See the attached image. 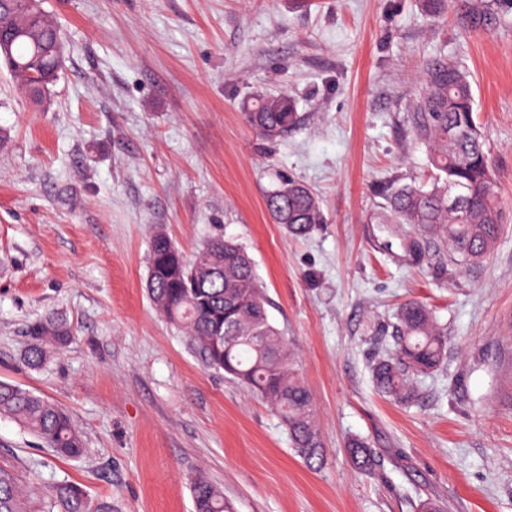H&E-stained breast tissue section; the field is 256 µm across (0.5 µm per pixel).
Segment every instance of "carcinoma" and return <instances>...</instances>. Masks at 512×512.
<instances>
[{"mask_svg":"<svg viewBox=\"0 0 512 512\" xmlns=\"http://www.w3.org/2000/svg\"><path fill=\"white\" fill-rule=\"evenodd\" d=\"M448 6L467 28H485L494 19L486 0H430L435 12ZM0 29L13 34L6 68L34 102H41V88L65 66L66 46L45 11L30 9L29 0H0ZM474 105L471 81L457 62L426 63L409 124L416 143L426 148L431 182H393L385 194L382 223L395 225L404 250L416 260L432 255L443 270L481 268L503 230ZM246 119L260 136L273 140L294 126L299 115L288 94L278 93L256 99ZM265 204L275 223L296 238L325 223L318 198L293 179L269 190ZM147 292L205 368L222 370L257 394L278 416L293 450L309 464L323 462L311 393L295 353L269 319L255 264L242 244L216 236L189 258L168 235L157 232L150 243ZM393 317L395 348L374 363L372 381L381 395L408 406L416 401L417 379L443 362L448 339L432 311L418 301L400 305ZM30 336L24 359L37 368L47 358L46 346H65L73 334L49 315L30 327ZM0 416L17 422L61 457L84 453V435L69 411L26 388L0 382ZM346 453L360 471L378 462L376 450L357 438L347 441ZM37 496L13 470L0 466V512H33ZM48 497V512H112L110 503L92 505L80 488L69 484L53 487ZM192 499L194 512H234L224 493L202 476L193 481Z\"/></svg>","mask_w":512,"mask_h":512,"instance_id":"1","label":"carcinoma"}]
</instances>
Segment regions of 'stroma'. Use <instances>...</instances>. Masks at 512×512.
Returning <instances> with one entry per match:
<instances>
[{
	"label": "stroma",
	"instance_id": "stroma-1",
	"mask_svg": "<svg viewBox=\"0 0 512 512\" xmlns=\"http://www.w3.org/2000/svg\"><path fill=\"white\" fill-rule=\"evenodd\" d=\"M70 58L44 103L0 65V380L65 407L63 459L0 418V465L112 512H192L205 476L235 512H512V11L464 30L425 0H44ZM461 62L503 232L475 273L415 264L381 219L392 180L428 181L408 106L424 64ZM287 93L300 123L257 136L244 108ZM326 217L290 236L265 208L281 178ZM247 247L268 313L314 398L321 466L249 389L204 369L148 298L149 243ZM418 300L448 334L413 406L380 396L393 312ZM48 315L73 341L27 366ZM376 448L356 470L349 439Z\"/></svg>",
	"mask_w": 512,
	"mask_h": 512
}]
</instances>
